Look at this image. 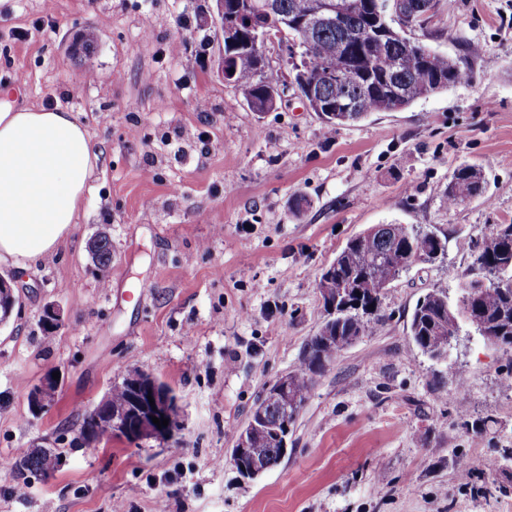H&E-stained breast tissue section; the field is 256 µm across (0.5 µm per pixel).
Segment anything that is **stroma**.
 <instances>
[{
  "instance_id": "35a3bbf8",
  "label": "stroma",
  "mask_w": 512,
  "mask_h": 512,
  "mask_svg": "<svg viewBox=\"0 0 512 512\" xmlns=\"http://www.w3.org/2000/svg\"><path fill=\"white\" fill-rule=\"evenodd\" d=\"M204 4L0 0V88L22 71L18 104L74 112L100 153L57 252L0 263L16 297L0 323V464L36 446L62 456L51 478L0 483V512H112L116 500L125 512H512V465L485 466L512 448V349L464 327L443 365L409 337L418 298L455 290L485 227L512 223V0H436L407 35L472 81L329 135L296 95L259 113L214 75L221 43L196 27ZM88 32L89 65L69 51ZM183 132L177 156L169 143ZM465 163L485 191L452 208L448 183ZM391 223L445 237L444 259L391 284L385 320L317 378L285 458L243 481L230 452L263 385L320 329L322 268ZM104 226L105 271L89 251ZM48 304L63 312L50 335ZM134 368L176 395L172 438L81 444L84 413ZM49 371L59 392L32 415ZM462 459L472 484L458 478Z\"/></svg>"
}]
</instances>
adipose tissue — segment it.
<instances>
[{
  "label": "adipose tissue",
  "mask_w": 512,
  "mask_h": 512,
  "mask_svg": "<svg viewBox=\"0 0 512 512\" xmlns=\"http://www.w3.org/2000/svg\"><path fill=\"white\" fill-rule=\"evenodd\" d=\"M73 113L17 107L0 91V262L47 258L70 234L97 167Z\"/></svg>",
  "instance_id": "1"
}]
</instances>
